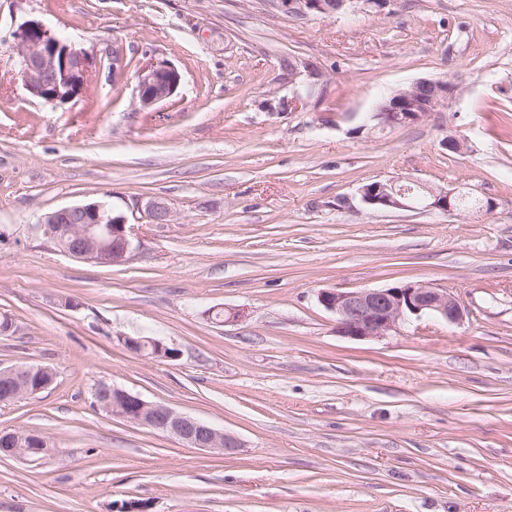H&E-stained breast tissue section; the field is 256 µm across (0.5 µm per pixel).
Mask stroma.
I'll list each match as a JSON object with an SVG mask.
<instances>
[{
    "mask_svg": "<svg viewBox=\"0 0 512 512\" xmlns=\"http://www.w3.org/2000/svg\"><path fill=\"white\" fill-rule=\"evenodd\" d=\"M31 20L87 58L69 102L22 85L13 34ZM149 63L181 82L146 108ZM420 79L457 91L422 121L373 127ZM508 111L512 0L303 17L270 0H0V369L55 372L0 405V431L56 448L0 458V512H512ZM406 179L495 208L359 201ZM99 199L133 225L124 264L71 258L39 229ZM155 199L172 221L148 217ZM400 282L448 291L463 320L354 340L317 298ZM124 336L176 356L134 355ZM100 381L242 446L189 448L107 415Z\"/></svg>",
    "mask_w": 512,
    "mask_h": 512,
    "instance_id": "1",
    "label": "stroma"
}]
</instances>
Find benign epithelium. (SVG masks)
Here are the masks:
<instances>
[{"mask_svg":"<svg viewBox=\"0 0 512 512\" xmlns=\"http://www.w3.org/2000/svg\"><path fill=\"white\" fill-rule=\"evenodd\" d=\"M390 0H272V4L294 16L313 12L335 15L358 8L377 11ZM19 76L26 90L47 102L65 103L73 99L87 81L86 58L70 48L63 40L51 34L38 21L22 24L14 34ZM181 81L179 71L170 65H146L138 74V96L142 106L150 107L171 97ZM412 87L421 91L423 98L411 104L406 111L402 93L390 98L392 107L387 112L372 113L375 126H394L402 116L414 122L425 118L430 106L444 103L455 86L444 80H421ZM426 194L413 195L393 181L370 182L360 190L361 202L374 209H409L423 202L425 207L455 212L460 193L436 191L420 185ZM151 220L164 224L171 220V211L162 201L151 200L146 205ZM44 234L52 239L65 254L101 264H122L132 255L136 245L132 227L127 217L117 213L104 200L76 204L47 213L40 225ZM319 303L336 315L337 332L355 340L386 335L397 329L410 316L431 315L450 324L461 321L465 310L461 302L445 290L426 283H397L379 289H322ZM125 348L139 356L173 357L167 347L151 338L133 339L119 337ZM112 415L146 428L162 431L177 437L189 448L232 453L242 447L233 434L219 431L191 416L182 414L166 405L153 403L129 391L112 387V394L97 396L100 404L109 398ZM32 449L23 447L18 434L0 436V457L25 458Z\"/></svg>","mask_w":512,"mask_h":512,"instance_id":"1","label":"benign epithelium"}]
</instances>
